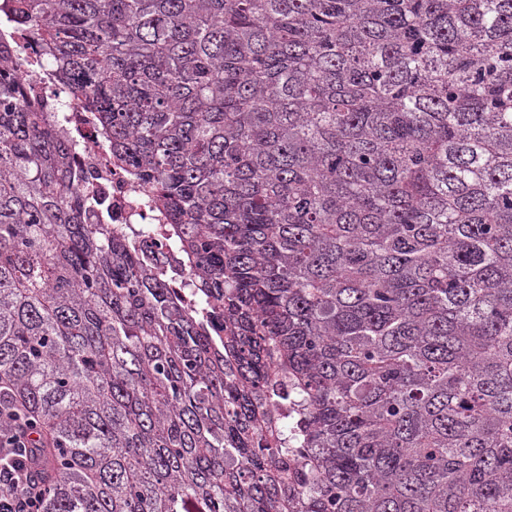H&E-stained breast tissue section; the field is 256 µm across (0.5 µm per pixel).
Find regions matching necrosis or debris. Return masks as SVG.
Here are the masks:
<instances>
[{
	"mask_svg": "<svg viewBox=\"0 0 512 512\" xmlns=\"http://www.w3.org/2000/svg\"><path fill=\"white\" fill-rule=\"evenodd\" d=\"M6 42L29 89L44 98L49 111L65 114L66 132L78 146L74 164L99 202L100 218L137 232L147 242L157 241L158 226L164 221L159 203L145 187L134 183L126 170L113 165L91 119L71 99L66 88L55 81L52 62L24 47L18 30H10Z\"/></svg>",
	"mask_w": 512,
	"mask_h": 512,
	"instance_id": "necrosis-or-debris-1",
	"label": "necrosis or debris"
}]
</instances>
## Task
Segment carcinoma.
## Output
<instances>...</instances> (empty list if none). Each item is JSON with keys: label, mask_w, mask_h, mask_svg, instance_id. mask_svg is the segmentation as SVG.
Wrapping results in <instances>:
<instances>
[{"label": "carcinoma", "mask_w": 512, "mask_h": 512, "mask_svg": "<svg viewBox=\"0 0 512 512\" xmlns=\"http://www.w3.org/2000/svg\"><path fill=\"white\" fill-rule=\"evenodd\" d=\"M165 209L97 224L0 51V402L43 512H512V0H0Z\"/></svg>", "instance_id": "1"}]
</instances>
